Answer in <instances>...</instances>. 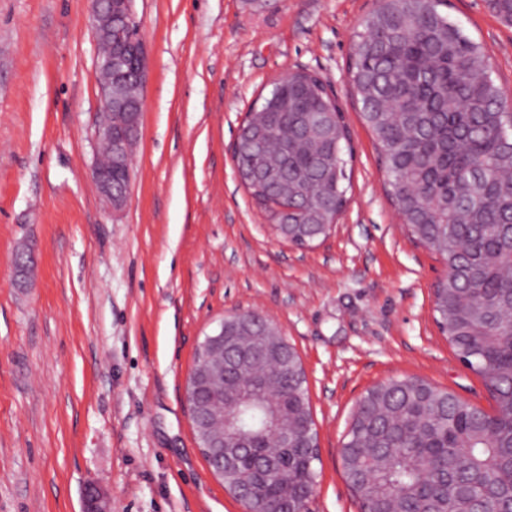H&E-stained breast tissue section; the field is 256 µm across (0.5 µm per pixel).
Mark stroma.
<instances>
[{"instance_id":"stroma-1","label":"stroma","mask_w":512,"mask_h":512,"mask_svg":"<svg viewBox=\"0 0 512 512\" xmlns=\"http://www.w3.org/2000/svg\"><path fill=\"white\" fill-rule=\"evenodd\" d=\"M378 0H133L149 68L130 193L92 182L102 107L91 0H0V512H245L210 472L185 381L225 315L277 324L305 370L317 431L309 512H361L340 448L367 390L416 377L494 401L441 333L442 259L385 192L348 75ZM512 107V23L490 0H448ZM305 68L350 130L351 187L329 235L276 236L240 184L233 145L271 82ZM37 254L14 283L21 245Z\"/></svg>"}]
</instances>
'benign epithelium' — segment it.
<instances>
[{
    "label": "benign epithelium",
    "instance_id": "obj_1",
    "mask_svg": "<svg viewBox=\"0 0 512 512\" xmlns=\"http://www.w3.org/2000/svg\"><path fill=\"white\" fill-rule=\"evenodd\" d=\"M132 0H92L94 29L99 45L96 63V80L102 97V114L95 126V139L109 147L111 157L107 162L96 160L93 178L100 198L111 212H119L125 206L129 195V180L116 182L115 172L121 171L132 160V149L140 136L143 97H132L126 92V85L117 79L119 75L131 74L142 86L146 80L147 57L144 44L137 32L134 21ZM281 220L276 232L288 241L296 236V225L288 216L292 209L281 202L275 206ZM240 326L252 329L259 327L269 336H279L281 331L263 314L253 311L242 314ZM224 322H219L206 335L197 349L202 360L200 369L191 374L194 384H212L224 388V381L230 378V371L243 362L246 355L237 353L233 359L225 356ZM186 401L191 403L195 420V434L203 455L209 457L215 448L225 452L219 457V472L230 464L237 449L243 447L239 436L224 429L226 416L211 409L208 402L199 399L196 393L185 390Z\"/></svg>",
    "mask_w": 512,
    "mask_h": 512
}]
</instances>
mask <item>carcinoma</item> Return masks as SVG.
<instances>
[{
  "label": "carcinoma",
  "mask_w": 512,
  "mask_h": 512,
  "mask_svg": "<svg viewBox=\"0 0 512 512\" xmlns=\"http://www.w3.org/2000/svg\"><path fill=\"white\" fill-rule=\"evenodd\" d=\"M448 0H379L364 19L349 65L363 119L382 157L388 193L410 213L411 236L445 259L435 289L439 329L459 360L492 375L494 411L512 415V112L482 46L443 8ZM259 138L236 166L241 184L267 209L288 198L302 225L300 245L322 239L343 210L349 180V130L327 85L298 71L273 83L250 108L242 138ZM249 369L231 385L253 404L201 397L231 408L227 429L244 435L230 491L266 475L262 501L307 508L316 481V432L296 350L261 339L248 343ZM295 427L288 444L272 438L281 413ZM491 416L424 380H393L358 404L342 447L350 486L362 474L364 512H425L435 505L466 512L470 500L512 477V434ZM467 447L464 457L457 448Z\"/></svg>",
  "instance_id": "cac0c4a2"
}]
</instances>
